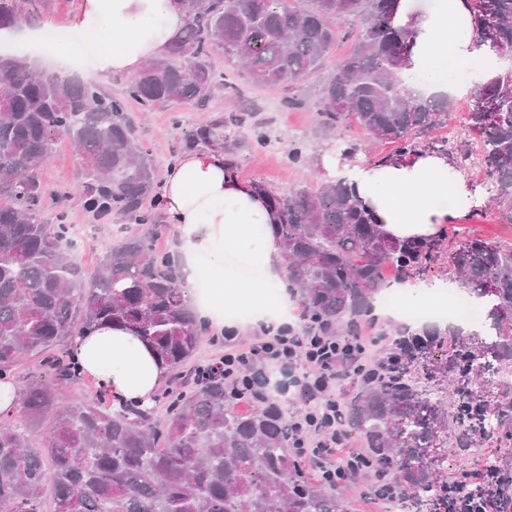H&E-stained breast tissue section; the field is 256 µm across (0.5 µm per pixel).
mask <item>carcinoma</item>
<instances>
[{
  "label": "carcinoma",
  "instance_id": "carcinoma-1",
  "mask_svg": "<svg viewBox=\"0 0 512 512\" xmlns=\"http://www.w3.org/2000/svg\"><path fill=\"white\" fill-rule=\"evenodd\" d=\"M35 0H0V31L31 16ZM472 35L498 53L512 48V0H470ZM399 0H182L184 35L166 55L133 79L126 97L96 84L40 70L24 56L0 55V380L17 387L27 417L0 418V512H42L44 487L54 490L53 512H351L340 486L302 468L279 389L267 387L255 407L241 410L211 364L182 367L207 335L189 304L177 255L153 247L156 168L135 143L126 99L145 107L204 105L224 87L211 52L239 65L260 85L299 82L321 70L340 37L352 54L321 80L322 128H351L418 152L416 138L444 125L453 110L447 95L409 89L413 34L395 25ZM249 113L200 124L190 144L231 153L226 124ZM470 128L481 138L484 179L498 213L512 220V69L477 87ZM60 137L81 159L87 211L117 210L128 224L109 244L98 271L84 283L82 267L62 250L69 237L65 212L42 217L41 171ZM278 223L285 280L308 322L345 334L373 316L378 295L394 278L424 273L440 253L435 242L386 235L354 187L344 180L298 185L278 193L263 184ZM448 263L483 312L484 335L452 332L448 356L430 347L411 360L429 381L363 383L346 405L364 461L384 473L401 500L377 499L382 512L401 501L439 505L464 495L429 462L437 437L452 438L461 455L492 439H512V387L491 388L512 367V250L481 238L460 242ZM100 324L134 331L173 372L166 413L143 404L71 401L63 390L83 370L60 342ZM44 355L50 378L16 372L26 354ZM49 423L37 442L33 434ZM502 512H512V467L495 465Z\"/></svg>",
  "mask_w": 512,
  "mask_h": 512
}]
</instances>
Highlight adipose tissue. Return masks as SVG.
<instances>
[{"label": "adipose tissue", "mask_w": 512, "mask_h": 512, "mask_svg": "<svg viewBox=\"0 0 512 512\" xmlns=\"http://www.w3.org/2000/svg\"><path fill=\"white\" fill-rule=\"evenodd\" d=\"M400 0L396 21L415 35L413 66L431 93L445 92L439 78L461 64L489 72L483 52L470 38L467 0H447L439 12L413 14ZM80 23L97 40L100 70L136 76L145 63L162 57L183 29L181 0H83ZM341 151L328 144L321 165L328 178L347 177L361 200L375 212L382 230L395 238L433 237L448 222L440 200L454 194L458 209H468L471 193L447 156L426 153L378 165L338 166ZM165 211L181 241L183 273L188 282L211 279L206 300L197 306L203 319H215L225 307L246 305L258 314L268 306L267 290L283 278L280 241L268 200L240 181L222 150L205 147L181 155L160 186ZM241 252L258 278L220 276L227 250ZM210 257L201 268L198 256ZM71 351L85 373L119 401H149L165 384L167 369L130 330L99 325L77 337Z\"/></svg>", "instance_id": "1"}]
</instances>
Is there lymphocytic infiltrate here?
I'll return each instance as SVG.
<instances>
[{"instance_id":"lymphocytic-infiltrate-1","label":"lymphocytic infiltrate","mask_w":512,"mask_h":512,"mask_svg":"<svg viewBox=\"0 0 512 512\" xmlns=\"http://www.w3.org/2000/svg\"><path fill=\"white\" fill-rule=\"evenodd\" d=\"M263 339L224 354V378L238 389V401L253 402L264 390L269 369H279L288 388L307 402L291 421L292 446L301 464L311 465L320 478L352 482L353 465L362 457L350 447L343 420L349 386L374 382L383 371L398 372L404 352L426 347L428 337L399 340L380 319L363 323L352 336H329L309 329L306 321L268 327ZM468 492L456 512H493L496 483L487 469L475 464L463 470Z\"/></svg>"}]
</instances>
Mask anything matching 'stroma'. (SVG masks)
Here are the masks:
<instances>
[{"label": "stroma", "mask_w": 512, "mask_h": 512, "mask_svg": "<svg viewBox=\"0 0 512 512\" xmlns=\"http://www.w3.org/2000/svg\"><path fill=\"white\" fill-rule=\"evenodd\" d=\"M81 5L82 0H38L36 13L27 26L36 30L57 25L74 28L76 36L70 46L79 65L84 66L92 63L96 43L90 33L77 26ZM212 61L217 68L226 70L227 83L205 106L147 108L133 100L126 103V117L133 138L154 159L158 173H165L185 152L188 135L202 121L252 112L263 123L267 139L258 145L247 127L234 128L233 133L241 143L235 156L239 179L249 184L264 183L276 192L288 191L305 181L318 183L319 175L314 167L289 163L288 153L300 147L307 156L318 157L326 140L315 107L320 88L319 76H310L302 83L301 92L308 99V106L291 110L285 104L290 95L287 87L252 83L241 68L226 65L223 51H214ZM79 170L80 158L71 140L66 137L58 139L55 151L43 169L46 192L41 205L46 220H53L58 209L62 208L67 213L69 224L93 226L92 237L77 242L70 251L73 259L91 275L122 219L115 211L99 219L84 208L79 190ZM462 175L473 196V204L462 216L443 227L438 235L443 255L423 276L424 281L441 286L451 285L454 280L455 274L448 265L446 254L460 241L471 237L492 238L505 247H512V224L490 210L489 193L482 172L466 169Z\"/></svg>", "instance_id": "stroma-1"}]
</instances>
